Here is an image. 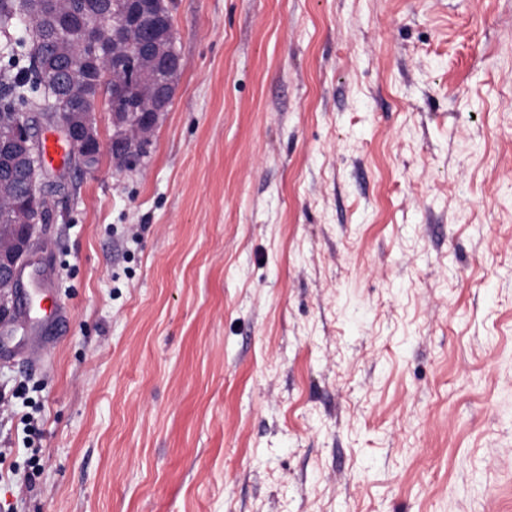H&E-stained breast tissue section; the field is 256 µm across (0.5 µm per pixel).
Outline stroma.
Segmentation results:
<instances>
[{"instance_id":"35a3bbf8","label":"stroma","mask_w":512,"mask_h":512,"mask_svg":"<svg viewBox=\"0 0 512 512\" xmlns=\"http://www.w3.org/2000/svg\"><path fill=\"white\" fill-rule=\"evenodd\" d=\"M171 15L137 168L44 169L0 512H512V0Z\"/></svg>"}]
</instances>
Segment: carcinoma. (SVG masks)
<instances>
[{
	"label": "carcinoma",
	"instance_id": "1",
	"mask_svg": "<svg viewBox=\"0 0 512 512\" xmlns=\"http://www.w3.org/2000/svg\"><path fill=\"white\" fill-rule=\"evenodd\" d=\"M124 0H39L38 15H27L24 0H0V117L15 111L41 115L47 123L71 111L68 103V76L79 74L92 88L83 111L95 114L99 106L129 105L137 112H148L154 102L146 97L128 98L120 86L106 77L108 71H126L127 59L121 54L100 56L86 40V34L108 24L123 30ZM159 31L173 32L171 14L154 9L133 31H126L124 43L144 45ZM61 80L57 104H44L42 82ZM39 183L23 148L0 141V187L10 199L8 215L0 218V245L18 237L24 225L49 219V211L34 210L27 201L32 184Z\"/></svg>",
	"mask_w": 512,
	"mask_h": 512
}]
</instances>
